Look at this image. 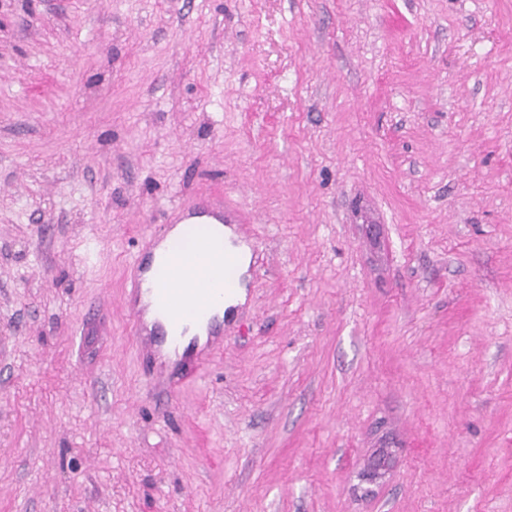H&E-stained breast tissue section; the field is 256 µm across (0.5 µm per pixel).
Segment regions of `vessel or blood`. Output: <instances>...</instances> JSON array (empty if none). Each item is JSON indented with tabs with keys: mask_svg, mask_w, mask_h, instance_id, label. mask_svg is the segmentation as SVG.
<instances>
[{
	"mask_svg": "<svg viewBox=\"0 0 512 512\" xmlns=\"http://www.w3.org/2000/svg\"><path fill=\"white\" fill-rule=\"evenodd\" d=\"M233 216L226 212L221 201L198 198L178 206L171 224H184L200 251L218 249L220 242L214 234L218 224L233 223ZM171 224L154 225L130 264V300L126 313L132 324V332L143 356L153 358L166 349H179L183 337L165 330L145 332L144 313L147 307L166 312L173 325H181L185 312H192L196 319L205 322L206 336L203 348L185 355L184 378L171 382L170 393L181 392L186 382L194 380L208 366L210 359L224 345V321L216 316L223 306L224 297L233 293L239 281V271L233 259L212 265L207 269L210 284L205 293H197L189 284H177L171 272L168 252L160 251Z\"/></svg>",
	"mask_w": 512,
	"mask_h": 512,
	"instance_id": "vessel-or-blood-1",
	"label": "vessel or blood"
}]
</instances>
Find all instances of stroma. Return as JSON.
I'll return each instance as SVG.
<instances>
[{
  "mask_svg": "<svg viewBox=\"0 0 512 512\" xmlns=\"http://www.w3.org/2000/svg\"><path fill=\"white\" fill-rule=\"evenodd\" d=\"M202 192L254 264L171 400ZM0 512H512V0H0ZM175 210L177 213L169 224L176 225L171 229L169 224H155L142 243V248H139L130 263V300L125 307L132 324L133 335L143 356L154 359L158 354H162L165 348L177 352L186 328L180 334H169L158 325L157 331L145 333L143 319L148 307L165 311L169 321L177 327L183 321V309L189 310L196 319L206 323L207 339L203 326H190L188 339L197 334L199 345L204 342L205 345L202 349L195 348L191 354H186L188 347L183 351L181 358L185 361L186 376L170 383L169 392L173 394L181 392L186 384L199 376L209 365L211 357L224 345V317L220 319L213 315V312L224 304L220 312V316H223L226 308L245 301V291L240 289L224 303V296L233 293L239 281L238 266L231 258L225 257L224 262L208 267L207 280L214 288H207L205 284L199 283L203 277L201 274L206 260L195 257V245L185 237V226L182 225L193 224L189 226L188 233L194 238L200 251H214L220 248V242L210 224H236L235 218L224 211V204L221 201L205 198L186 202ZM169 232L170 239L166 245L169 242H176L182 254L173 272L171 254H168L167 248L161 253H156L157 247L168 239ZM172 274L180 280L189 278L194 288H190L188 283L179 287ZM197 288H207L205 300L199 299ZM143 297L147 298L146 304H142ZM395 463L393 448H378L368 459L362 473V480L368 485H375L382 480Z\"/></svg>",
  "mask_w": 512,
  "mask_h": 512,
  "instance_id": "stroma-1",
  "label": "stroma"
}]
</instances>
